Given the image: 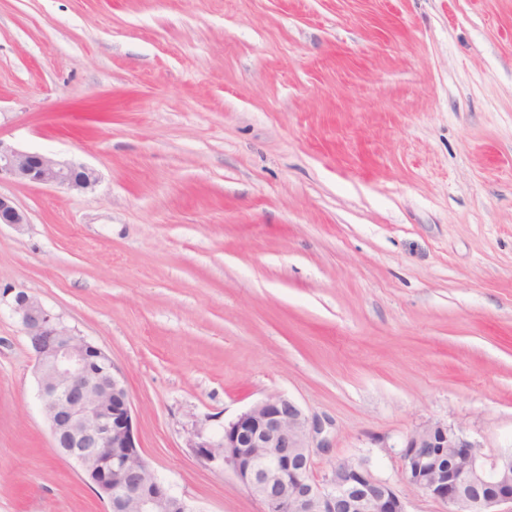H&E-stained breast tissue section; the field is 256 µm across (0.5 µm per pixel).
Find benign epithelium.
Wrapping results in <instances>:
<instances>
[{"mask_svg":"<svg viewBox=\"0 0 512 512\" xmlns=\"http://www.w3.org/2000/svg\"><path fill=\"white\" fill-rule=\"evenodd\" d=\"M91 190L97 172L19 150L0 140V181ZM29 223L0 194V224ZM27 336L52 450L76 464L104 512H196L143 457L132 402L121 370L99 345L78 334L33 294L9 301ZM293 400L269 395L224 427L217 439L192 444L206 465L229 467L262 505V512H406L390 483L350 461L318 481L307 476L310 441L320 433ZM463 429L427 423L399 451L409 484L446 512H497L512 504V455H486Z\"/></svg>","mask_w":512,"mask_h":512,"instance_id":"1","label":"benign epithelium"}]
</instances>
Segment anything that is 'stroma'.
Returning a JSON list of instances; mask_svg holds the SVG:
<instances>
[{"label": "stroma", "instance_id": "35a3bbf8", "mask_svg": "<svg viewBox=\"0 0 512 512\" xmlns=\"http://www.w3.org/2000/svg\"><path fill=\"white\" fill-rule=\"evenodd\" d=\"M0 512H104L52 453L26 290L118 366L151 468L260 512L192 443L271 394L407 512L419 426L512 452V0H0ZM4 179L24 184L92 190L97 172L87 166L60 162L46 155L19 150L0 138V182Z\"/></svg>", "mask_w": 512, "mask_h": 512}]
</instances>
